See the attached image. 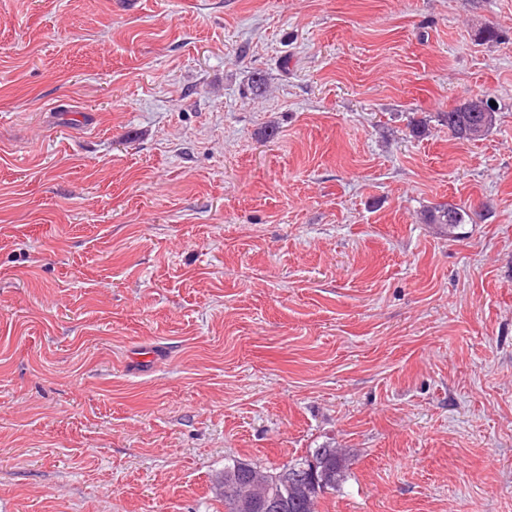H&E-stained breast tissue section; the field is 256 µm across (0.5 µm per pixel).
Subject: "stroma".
I'll return each instance as SVG.
<instances>
[{"label":"stroma","mask_w":512,"mask_h":512,"mask_svg":"<svg viewBox=\"0 0 512 512\" xmlns=\"http://www.w3.org/2000/svg\"><path fill=\"white\" fill-rule=\"evenodd\" d=\"M328 444L319 512H512V0H0V512ZM490 101L493 100L483 93L473 94L448 112L438 113V122L447 126L448 132L456 139L480 140L498 120V108L491 106ZM471 205L468 209L464 206H452L448 203H436L426 209L423 213L424 224H440L446 231L448 230L449 237L454 236V230L459 224H468L472 215Z\"/></svg>","instance_id":"stroma-1"}]
</instances>
